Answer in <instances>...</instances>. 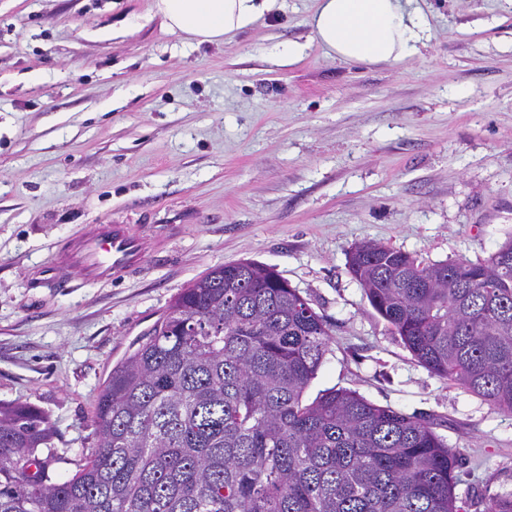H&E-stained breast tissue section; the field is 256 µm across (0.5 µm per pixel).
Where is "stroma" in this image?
I'll use <instances>...</instances> for the list:
<instances>
[{"mask_svg": "<svg viewBox=\"0 0 512 512\" xmlns=\"http://www.w3.org/2000/svg\"><path fill=\"white\" fill-rule=\"evenodd\" d=\"M152 4L0 0V403L50 416L52 479L95 446L100 385L173 297L253 259L329 328L306 399L426 418L465 460L467 512L512 492V415L421 366L347 267L365 241L437 263L512 239V0H418L419 53L376 66L326 53L316 0L199 45ZM92 224L131 225L141 268L57 287L51 263Z\"/></svg>", "mask_w": 512, "mask_h": 512, "instance_id": "1", "label": "stroma"}]
</instances>
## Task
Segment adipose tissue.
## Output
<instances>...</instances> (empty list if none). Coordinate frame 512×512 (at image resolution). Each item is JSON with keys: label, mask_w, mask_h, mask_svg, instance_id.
<instances>
[{"label": "adipose tissue", "mask_w": 512, "mask_h": 512, "mask_svg": "<svg viewBox=\"0 0 512 512\" xmlns=\"http://www.w3.org/2000/svg\"><path fill=\"white\" fill-rule=\"evenodd\" d=\"M277 0H154L168 31L188 41L221 43L275 9ZM315 39L344 62L397 63L425 38L413 0H317L309 18Z\"/></svg>", "instance_id": "1"}]
</instances>
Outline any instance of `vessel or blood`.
<instances>
[{
  "label": "vessel or blood",
  "mask_w": 512,
  "mask_h": 512,
  "mask_svg": "<svg viewBox=\"0 0 512 512\" xmlns=\"http://www.w3.org/2000/svg\"><path fill=\"white\" fill-rule=\"evenodd\" d=\"M144 256L143 241L124 224H97L73 236L54 267L60 287H69L68 272L101 282L113 271L137 268Z\"/></svg>",
  "instance_id": "1"
}]
</instances>
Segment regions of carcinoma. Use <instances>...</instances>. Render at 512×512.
<instances>
[{
  "label": "carcinoma",
  "mask_w": 512,
  "mask_h": 512,
  "mask_svg": "<svg viewBox=\"0 0 512 512\" xmlns=\"http://www.w3.org/2000/svg\"><path fill=\"white\" fill-rule=\"evenodd\" d=\"M348 269L420 365L512 413L511 239L434 264L364 242ZM329 343L273 267L208 270L112 367L68 479L48 475V415L0 403V512H462L460 454L429 422L343 388L304 402ZM483 512H512V493Z\"/></svg>",
  "instance_id": "obj_1"
}]
</instances>
